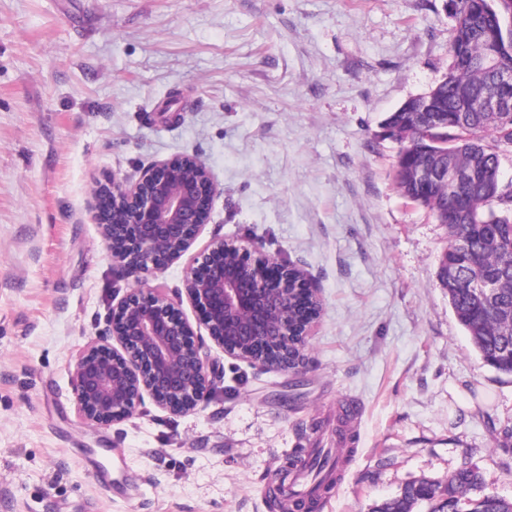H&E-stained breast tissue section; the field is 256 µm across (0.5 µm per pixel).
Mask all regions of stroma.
I'll return each mask as SVG.
<instances>
[{"label":"stroma","instance_id":"obj_1","mask_svg":"<svg viewBox=\"0 0 512 512\" xmlns=\"http://www.w3.org/2000/svg\"><path fill=\"white\" fill-rule=\"evenodd\" d=\"M447 0H0V512H275L297 448L353 457L317 512H371L475 467L512 498V375L438 280L448 229L395 182L383 123L448 71ZM197 156L217 185L180 260L135 279L97 183ZM294 265L321 311L292 375L224 353L187 300L213 242ZM165 288L214 393L78 416L72 360L132 288Z\"/></svg>","mask_w":512,"mask_h":512}]
</instances>
